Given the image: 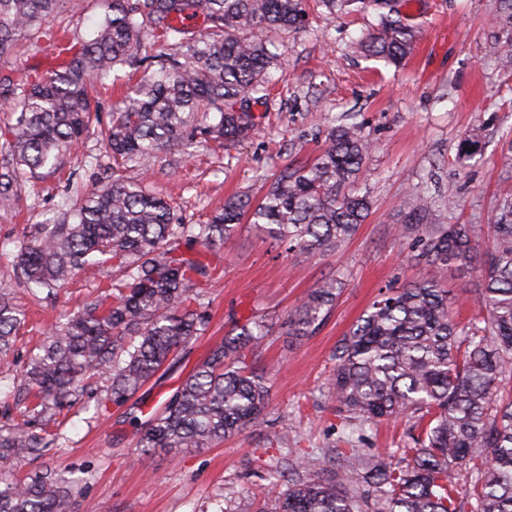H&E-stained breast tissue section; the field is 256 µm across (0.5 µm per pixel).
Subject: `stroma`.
Returning a JSON list of instances; mask_svg holds the SVG:
<instances>
[{"instance_id":"35a3bbf8","label":"stroma","mask_w":512,"mask_h":512,"mask_svg":"<svg viewBox=\"0 0 512 512\" xmlns=\"http://www.w3.org/2000/svg\"><path fill=\"white\" fill-rule=\"evenodd\" d=\"M398 9L418 33L403 65L356 51V41L379 24L374 8L331 13L309 6L305 29L270 36L285 73L270 85L267 99L252 105L249 139L190 156L167 151L150 169L126 170V178L170 197L184 223L197 224L228 196L261 201L274 174L286 164L312 160L323 148L326 115L353 112L371 144L359 184L371 209L353 238L316 256L287 250L249 224L237 228L220 249L222 277L205 288L207 331L129 404H159L234 324L263 314L272 334L253 361L271 379L268 428L244 431L219 447L143 455L122 410L105 401L106 381H98L92 401L59 416L53 428L59 446L42 459L57 470H88L76 512H254L261 497L275 506L288 479L270 477L277 461L264 449L284 427L289 447L322 462L340 448L377 457L410 445L411 418L352 432L337 414L326 378L338 342L380 291L424 273L414 258L417 233L402 207L408 194L434 199L428 223L475 224L481 236L490 235L499 200L512 193V137L506 135L512 127V67L501 59L512 24L505 0H400ZM475 133L481 136L479 162H460V144ZM78 154L89 157L90 166L26 183L14 209L0 212V288L15 290L27 312L16 362L0 374V403L13 401L15 376L51 326L112 279V268L88 267L48 298L29 295L17 278L20 243L66 196L82 191L91 177L110 173L99 139L85 140ZM329 278L340 279L343 288L320 329L304 338L288 335V314Z\"/></svg>"}]
</instances>
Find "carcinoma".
I'll return each instance as SVG.
<instances>
[{
  "label": "carcinoma",
  "instance_id": "1",
  "mask_svg": "<svg viewBox=\"0 0 512 512\" xmlns=\"http://www.w3.org/2000/svg\"><path fill=\"white\" fill-rule=\"evenodd\" d=\"M331 12L352 5L381 11L379 27L358 44L366 56L395 66L415 34L391 0H322ZM69 0H0V55L18 38L36 50L49 43L55 61L25 81L0 77V102L14 122L0 127V211L14 208L28 179L54 175L78 156L99 128L112 178L95 180L16 254L19 278L34 292L63 287L85 267L112 262L111 289L83 303L52 328L30 354L23 375L33 405L19 424L0 426V512H74L85 479L39 469L22 481L18 464L56 447L48 431L56 411L93 393L91 380H110L119 408L168 361L191 348L209 325L204 285L222 269L217 249L247 222L311 256L336 249L363 223L369 197L359 193L370 144L356 124H333L327 144L309 163L285 166L262 201L231 197L201 224H185L171 205L120 169H146L159 154L210 142H237L253 130L251 103L265 90L279 55L254 37L260 28L305 26L304 0H101L103 12L85 37L52 20ZM128 85L103 122L95 85ZM479 135L464 140L459 159H476ZM431 201L412 196L403 209L417 217ZM425 276L376 299L336 346L328 389L339 411L362 424L417 419L413 447L400 460H374L345 450L343 473L313 458L273 512H512V399L500 395L512 376V196L504 198L488 240L475 224H432L418 235ZM483 262L477 318L456 319L458 298L444 274ZM341 282L326 279L288 315V335L306 337L333 307ZM25 324V313L0 290V365ZM269 328L252 317L215 344L176 390L142 420L138 446L211 448L244 430L268 426V378L247 356Z\"/></svg>",
  "mask_w": 512,
  "mask_h": 512
}]
</instances>
